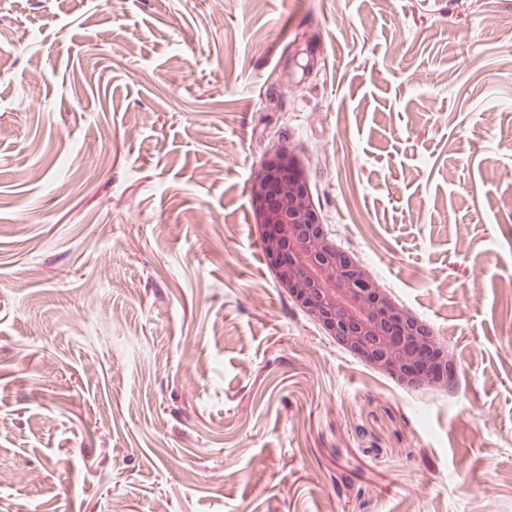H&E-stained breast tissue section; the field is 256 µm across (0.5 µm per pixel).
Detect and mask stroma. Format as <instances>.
Returning a JSON list of instances; mask_svg holds the SVG:
<instances>
[{
	"instance_id": "obj_1",
	"label": "stroma",
	"mask_w": 512,
	"mask_h": 512,
	"mask_svg": "<svg viewBox=\"0 0 512 512\" xmlns=\"http://www.w3.org/2000/svg\"><path fill=\"white\" fill-rule=\"evenodd\" d=\"M507 16L0 0V512H512ZM281 140L450 385L280 288L248 187Z\"/></svg>"
}]
</instances>
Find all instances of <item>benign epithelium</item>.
I'll return each instance as SVG.
<instances>
[{
  "instance_id": "obj_1",
  "label": "benign epithelium",
  "mask_w": 512,
  "mask_h": 512,
  "mask_svg": "<svg viewBox=\"0 0 512 512\" xmlns=\"http://www.w3.org/2000/svg\"><path fill=\"white\" fill-rule=\"evenodd\" d=\"M249 193L277 279L309 316L379 371L412 384L451 376L431 330L406 315L369 272L328 237L308 190L301 156L274 145L253 173Z\"/></svg>"
}]
</instances>
